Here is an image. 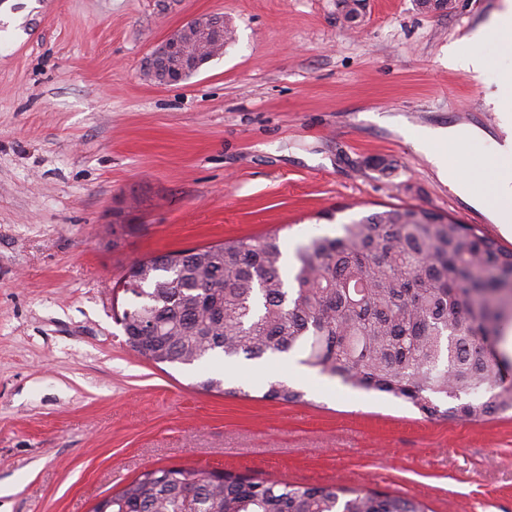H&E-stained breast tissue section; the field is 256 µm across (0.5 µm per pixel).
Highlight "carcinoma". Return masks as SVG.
<instances>
[{
    "mask_svg": "<svg viewBox=\"0 0 512 512\" xmlns=\"http://www.w3.org/2000/svg\"><path fill=\"white\" fill-rule=\"evenodd\" d=\"M275 233L171 251L130 267L126 344L155 362L300 355L330 378L412 404L430 419L512 411L504 350L512 331V252L474 226L390 208L296 250L286 283ZM153 325L154 335H143ZM489 397H483V394ZM302 393L269 385L264 397ZM425 512L408 497L296 486L226 472L157 468L92 512Z\"/></svg>",
    "mask_w": 512,
    "mask_h": 512,
    "instance_id": "obj_1",
    "label": "carcinoma"
}]
</instances>
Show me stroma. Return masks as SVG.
I'll list each match as a JSON object with an SVG mask.
<instances>
[{
    "instance_id": "1",
    "label": "stroma",
    "mask_w": 512,
    "mask_h": 512,
    "mask_svg": "<svg viewBox=\"0 0 512 512\" xmlns=\"http://www.w3.org/2000/svg\"><path fill=\"white\" fill-rule=\"evenodd\" d=\"M452 4L364 0L349 25L340 0H0V512H91L170 466L512 512L511 412L431 420L319 375L299 401L268 400L289 365L155 363L119 322L136 260L275 232L290 274L312 235L391 207L512 251L383 122L476 129L475 171L502 141L481 116L512 52L486 42L477 77L448 49L503 0ZM200 13L234 42L179 83L146 79L156 44Z\"/></svg>"
}]
</instances>
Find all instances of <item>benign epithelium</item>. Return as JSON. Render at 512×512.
I'll list each match as a JSON object with an SVG mask.
<instances>
[{"instance_id":"7a95c632","label":"benign epithelium","mask_w":512,"mask_h":512,"mask_svg":"<svg viewBox=\"0 0 512 512\" xmlns=\"http://www.w3.org/2000/svg\"><path fill=\"white\" fill-rule=\"evenodd\" d=\"M224 38V17L197 14L171 32L158 45L146 66V75L160 85L181 82L185 74L200 69L206 58L188 50L191 42L217 46Z\"/></svg>"}]
</instances>
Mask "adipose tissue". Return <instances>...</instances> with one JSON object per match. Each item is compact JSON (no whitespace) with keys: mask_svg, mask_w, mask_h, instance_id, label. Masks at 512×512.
Here are the masks:
<instances>
[{"mask_svg":"<svg viewBox=\"0 0 512 512\" xmlns=\"http://www.w3.org/2000/svg\"><path fill=\"white\" fill-rule=\"evenodd\" d=\"M498 113L501 126L508 135L496 146L484 163L483 177L486 187L476 190L470 172L457 163L458 149L477 141L475 130L461 127H415L405 132L413 148L424 154L435 168L438 177L455 193L472 197L490 211L504 235H512V71L498 76V89L487 99Z\"/></svg>","mask_w":512,"mask_h":512,"instance_id":"obj_1","label":"adipose tissue"}]
</instances>
